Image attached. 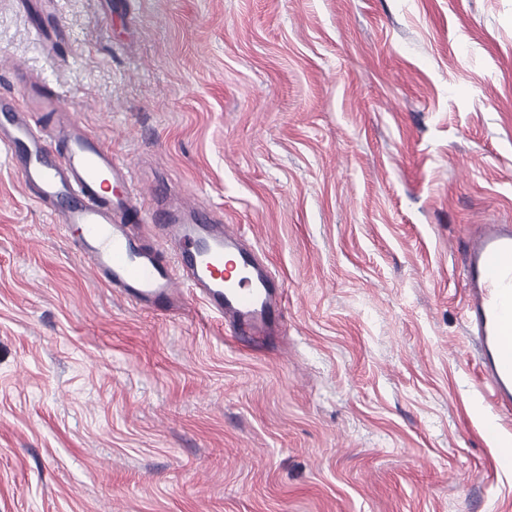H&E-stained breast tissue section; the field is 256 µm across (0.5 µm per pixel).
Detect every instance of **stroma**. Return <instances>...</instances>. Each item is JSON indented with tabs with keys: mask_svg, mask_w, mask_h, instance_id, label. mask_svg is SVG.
I'll list each match as a JSON object with an SVG mask.
<instances>
[{
	"mask_svg": "<svg viewBox=\"0 0 512 512\" xmlns=\"http://www.w3.org/2000/svg\"><path fill=\"white\" fill-rule=\"evenodd\" d=\"M18 71L238 227L286 330L133 307L0 147V512H512L463 319L512 225V0H0Z\"/></svg>",
	"mask_w": 512,
	"mask_h": 512,
	"instance_id": "obj_1",
	"label": "stroma"
}]
</instances>
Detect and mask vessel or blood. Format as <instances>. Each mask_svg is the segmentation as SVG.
Segmentation results:
<instances>
[{
	"instance_id": "b4317fda",
	"label": "vessel or blood",
	"mask_w": 512,
	"mask_h": 512,
	"mask_svg": "<svg viewBox=\"0 0 512 512\" xmlns=\"http://www.w3.org/2000/svg\"><path fill=\"white\" fill-rule=\"evenodd\" d=\"M57 112L47 133L28 115ZM0 146L33 201L59 224L96 279L148 311L179 312L185 296L223 319L241 347L261 350L284 314L283 282L260 262L233 225L184 219L145 206L132 169L66 112L61 99L19 87L0 93ZM153 226L145 246L130 224ZM464 321L499 411H512V225L484 224L467 245Z\"/></svg>"
}]
</instances>
